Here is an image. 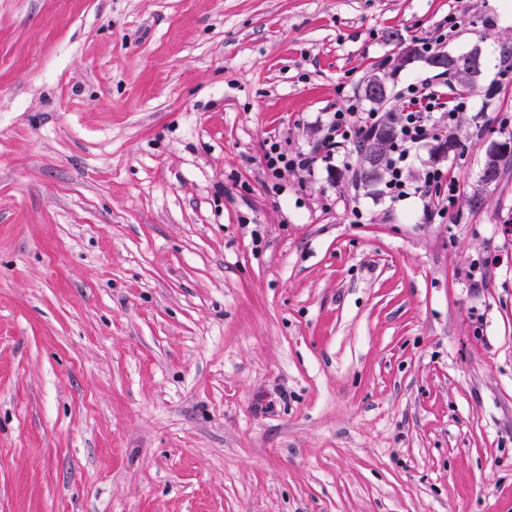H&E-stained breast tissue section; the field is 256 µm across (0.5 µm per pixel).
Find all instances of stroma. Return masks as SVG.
<instances>
[{
    "mask_svg": "<svg viewBox=\"0 0 512 512\" xmlns=\"http://www.w3.org/2000/svg\"><path fill=\"white\" fill-rule=\"evenodd\" d=\"M503 0H0V512H512ZM458 14L483 49L420 199L268 188ZM445 77L417 60L408 85ZM363 92L375 103H384L390 94L389 81L383 73L371 74L363 86Z\"/></svg>",
    "mask_w": 512,
    "mask_h": 512,
    "instance_id": "stroma-1",
    "label": "stroma"
}]
</instances>
